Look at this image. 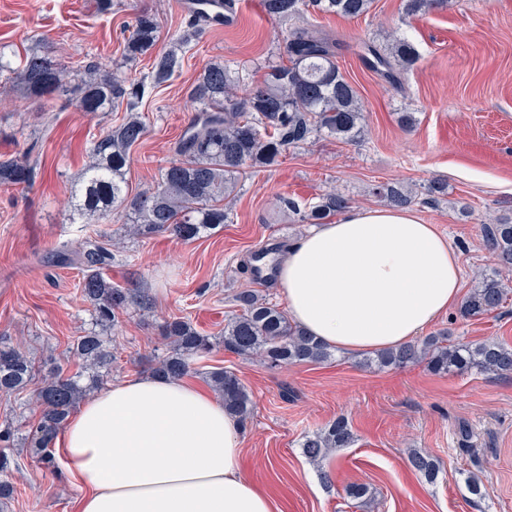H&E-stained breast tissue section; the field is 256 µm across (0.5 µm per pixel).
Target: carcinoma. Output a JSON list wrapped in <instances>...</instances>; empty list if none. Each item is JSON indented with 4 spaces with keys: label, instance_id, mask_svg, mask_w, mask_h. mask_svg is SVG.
I'll return each instance as SVG.
<instances>
[{
    "label": "carcinoma",
    "instance_id": "carcinoma-1",
    "mask_svg": "<svg viewBox=\"0 0 512 512\" xmlns=\"http://www.w3.org/2000/svg\"><path fill=\"white\" fill-rule=\"evenodd\" d=\"M374 0H263L265 14L281 23H293L282 38L279 60L265 66L262 79L244 77L245 68L230 61L207 64L194 79L189 96L197 115L178 143V159L169 163L157 185L132 193L127 181L131 150L146 135L138 112L144 96L143 82H133L119 70L94 62L71 73L42 45L28 52L16 68L0 53V71L13 73L9 89L0 90V103L8 92L22 90L38 97L64 99L84 112L123 111L120 124L109 128L94 142L79 187L76 211L81 216L122 219L128 235L149 237L168 232L193 240L228 222L224 201L236 197L240 177L248 168H271L288 150L312 143L319 136L358 143L367 125V113L356 91L336 61V40L308 23H297L310 12L358 18L368 14ZM159 25L146 13L136 16L123 45V57L135 62L149 56V86L167 85L185 62L188 38L173 39L168 49H156ZM418 58L415 45L405 37H392L384 48L364 44L363 64L391 84L400 82L404 67ZM38 175V162L30 156L0 159V185L29 187ZM373 194L396 207L415 201L411 192L396 184H380ZM302 222L319 224L349 207V199L331 191L315 203L301 204L280 199ZM483 240L493 268L465 296L460 314L477 318L500 307L507 299L503 276L512 275V220L482 225ZM65 264L82 274L81 293L93 306L100 326L115 324L129 305L146 306V298L112 283L107 270L112 251L97 241H87L74 251L60 252ZM240 312L224 325L221 337L201 334L191 322L174 318L159 326L167 353L156 357L152 373L181 378L194 371V364L218 348L242 358L258 360L271 368L297 363H319L331 358L330 347L307 335L287 313L251 289L235 294ZM69 353L80 371L66 376L53 369L28 402L39 420L26 438L31 457L47 468L55 467L51 450L54 438L72 411L102 383L98 373L112 365L115 354L100 334L88 331L75 337ZM424 362L435 374L451 370L477 371L498 376L512 375V347L497 340L450 343L440 331L421 340L380 351L364 359L379 368L406 367ZM36 376L35 363L17 346L0 342V393L25 389ZM211 387L224 402V409L247 418L252 398L236 374L220 367L205 372ZM354 442L351 425L338 417L324 429L304 439L302 448L310 459L327 448H347ZM411 467L433 481L438 466L428 455L413 452Z\"/></svg>",
    "mask_w": 512,
    "mask_h": 512
}]
</instances>
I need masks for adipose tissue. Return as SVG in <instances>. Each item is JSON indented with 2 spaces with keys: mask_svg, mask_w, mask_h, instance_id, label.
<instances>
[{
  "mask_svg": "<svg viewBox=\"0 0 512 512\" xmlns=\"http://www.w3.org/2000/svg\"><path fill=\"white\" fill-rule=\"evenodd\" d=\"M293 322L349 352L399 346L456 301L459 257L397 208L346 209L273 255ZM76 512H281L241 467L242 425L215 397L154 375L109 385L54 440Z\"/></svg>",
  "mask_w": 512,
  "mask_h": 512,
  "instance_id": "1",
  "label": "adipose tissue"
}]
</instances>
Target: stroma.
I'll list each match as a JSON object with an SVG mask.
<instances>
[{
    "mask_svg": "<svg viewBox=\"0 0 512 512\" xmlns=\"http://www.w3.org/2000/svg\"><path fill=\"white\" fill-rule=\"evenodd\" d=\"M98 2L0 0V49L15 60L43 43L66 65L95 61L112 68L123 62L124 28L137 14L158 21L163 47L171 33L189 29L178 0H113L105 13ZM236 2L235 26L191 34L181 75L146 91L140 111L147 133L133 147L127 173L132 191L154 187L175 158L195 115L187 91L207 62L234 61L258 78L276 54L282 24L266 16L262 0ZM310 20L349 46L338 65L366 107L362 142L322 138L289 150L273 169L247 171L229 224L196 240L167 233L129 239L121 222L89 223L75 211L72 192L88 153L121 113L92 115L21 92L0 106V158L29 150L40 163L31 187L0 186L1 341L21 345L39 372L78 371L67 348L95 329V317L80 293L79 270L54 263L52 255L104 234L124 241L109 271L113 283L148 300L147 309L130 306L103 333L116 350L109 379L147 373L149 360L166 349L158 331L163 321L186 317L204 335H219L243 288L283 305L275 282H257L247 269L254 249L310 229L279 197L314 202L333 190L352 207L372 209L382 205L372 189L384 182L415 192L413 212L457 249L461 290L470 291L477 274L491 267L482 223L512 217V0H447L415 15L406 14L404 0H374L357 19L314 13ZM394 31L420 54L396 86L367 71L354 52L359 42L381 43ZM403 112L414 114L413 127L399 123ZM435 181L447 184L448 193L425 204ZM443 328L455 342L490 338L512 346V294L479 318H462L451 307L431 326ZM362 359L337 349L321 364L270 368L225 350L213 355L212 365L234 372L254 403L242 423L249 477L285 512H512V377L437 375L423 363L383 369ZM341 416L351 424L353 443L309 460L305 437ZM37 421L23 398L0 394V427L12 426L18 461L8 512H75L80 488L26 451L24 439ZM414 451L438 463L434 481L412 469ZM474 481L481 496L468 491ZM353 484L366 485L368 494L351 497Z\"/></svg>",
    "mask_w": 512,
    "mask_h": 512,
    "instance_id": "1",
    "label": "stroma"
}]
</instances>
